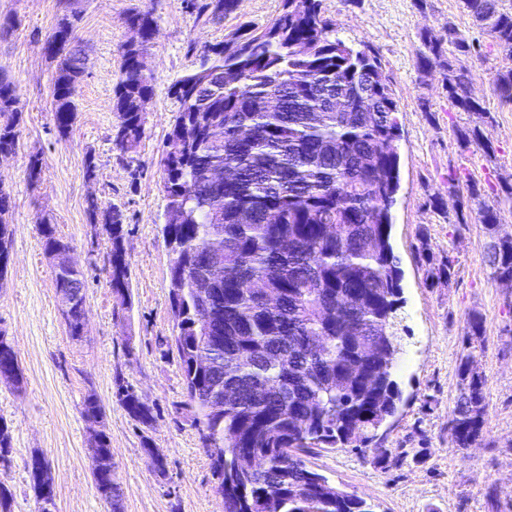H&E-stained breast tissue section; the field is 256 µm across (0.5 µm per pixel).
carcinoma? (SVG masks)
Wrapping results in <instances>:
<instances>
[{
  "mask_svg": "<svg viewBox=\"0 0 512 512\" xmlns=\"http://www.w3.org/2000/svg\"><path fill=\"white\" fill-rule=\"evenodd\" d=\"M205 24H221L238 0H184ZM323 0H281V11L262 27L239 26L222 42L187 53L199 64L177 78L169 94L179 104L168 135L180 153L161 160L167 200L164 237L171 238L170 287L181 288L173 317L175 347L187 385V407L224 489V512H371L307 465L310 448H358L371 443L394 416L401 391L394 378L400 350L401 277L390 242L392 208L400 186L397 141L399 101L371 50H356L324 18ZM463 8L512 57V10L501 0H462ZM141 31L135 47H122L114 86L119 122L112 143L119 156L135 150L144 133L143 98L154 76L138 57L151 46L154 9L129 10ZM415 65L426 76L440 66L441 44L421 37ZM58 60L54 119L61 132L74 123L75 95L86 75V57L65 13L47 42ZM448 97L483 117L466 93L465 69L442 73ZM495 92L512 101V67L498 73ZM16 87L0 76V116L18 114ZM16 125L0 124V153L14 150ZM226 173L217 188L203 172ZM10 195L0 189V242L10 243ZM494 208L482 210L490 234L487 258L499 279L512 281V235L496 232ZM45 252L67 249L52 224L40 228ZM111 244L108 278L115 293L129 290L123 214L105 215ZM222 235L224 281L203 280L211 242ZM279 296L270 310L249 285ZM56 288L79 294L85 274L60 267ZM69 335L83 336L82 310L65 314ZM212 336L210 370L194 367L197 341ZM473 354L458 367L460 394L448 417L456 448L471 447L485 423V379L470 370ZM23 383L16 352L0 338V370ZM237 399H223L227 389ZM137 424L152 422L150 406L129 385L116 393ZM93 474L110 512H123L124 493L112 481L108 436L97 432ZM258 457L264 470L254 471ZM37 512H57L46 489L47 466L30 463Z\"/></svg>",
  "mask_w": 512,
  "mask_h": 512,
  "instance_id": "cac0c4a2",
  "label": "carcinoma"
}]
</instances>
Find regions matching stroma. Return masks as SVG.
Returning <instances> with one entry per match:
<instances>
[{"mask_svg":"<svg viewBox=\"0 0 512 512\" xmlns=\"http://www.w3.org/2000/svg\"><path fill=\"white\" fill-rule=\"evenodd\" d=\"M154 6L157 31L147 56L155 77L139 147L118 160L110 135L118 123L113 89L121 47L131 37L125 16ZM76 35L88 55L87 75L75 98L70 134L54 121L57 62L44 51L62 15L59 0H0V74L17 89L18 141L0 162V188L10 196L12 229L5 280L0 283V335L13 346L24 380L0 381V421L10 432L0 484L8 512H35L32 454L47 463L57 512H107L92 474L90 424L81 414L95 397L110 438L112 477L124 492L123 512H224L213 491L216 476L186 407V385L174 346L170 310V255L162 228L167 200L160 159L178 116L170 84L196 65L192 42H220L241 24L266 25L281 0H239L222 24L198 23L183 0H72ZM327 18L355 48L380 57L399 101L400 188L393 207L391 244L401 275L405 331L396 357L401 400L378 431L390 452L373 461L367 448H314L308 465L375 512H488L485 493L496 487L502 507L512 506V286L487 262L489 237L480 209H497L500 234L512 235V103L494 91L512 65L476 27L461 0H323ZM456 28L480 53L447 44ZM441 39L442 59L471 73L474 96L486 119L463 111L440 79L415 68L423 33ZM42 160L31 177L32 156ZM97 198L101 210L88 209ZM124 214L129 292L119 298L107 275L105 209ZM54 225L73 247L86 276L84 334L72 339L40 227ZM452 260L451 279L437 278ZM480 316L483 348L470 350L466 322ZM473 354L486 379L483 433L457 449L448 417L458 396L457 368ZM131 385L152 409L151 426L137 425L116 398ZM165 460L157 469L151 449Z\"/></svg>","mask_w":512,"mask_h":512,"instance_id":"obj_1","label":"stroma"}]
</instances>
